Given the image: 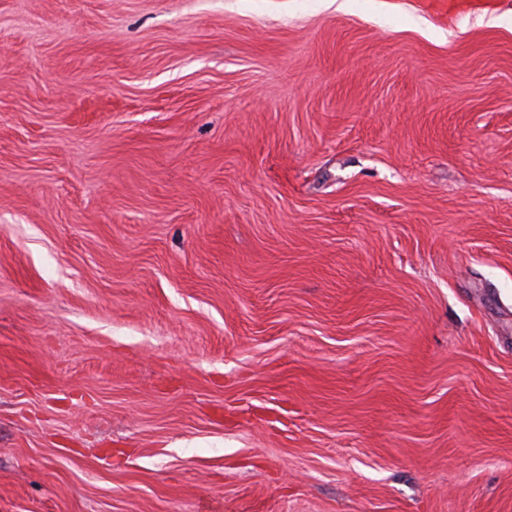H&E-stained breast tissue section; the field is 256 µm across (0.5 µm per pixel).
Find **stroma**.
Wrapping results in <instances>:
<instances>
[{
  "mask_svg": "<svg viewBox=\"0 0 512 512\" xmlns=\"http://www.w3.org/2000/svg\"><path fill=\"white\" fill-rule=\"evenodd\" d=\"M512 0H0V512H512Z\"/></svg>",
  "mask_w": 512,
  "mask_h": 512,
  "instance_id": "35a3bbf8",
  "label": "stroma"
}]
</instances>
